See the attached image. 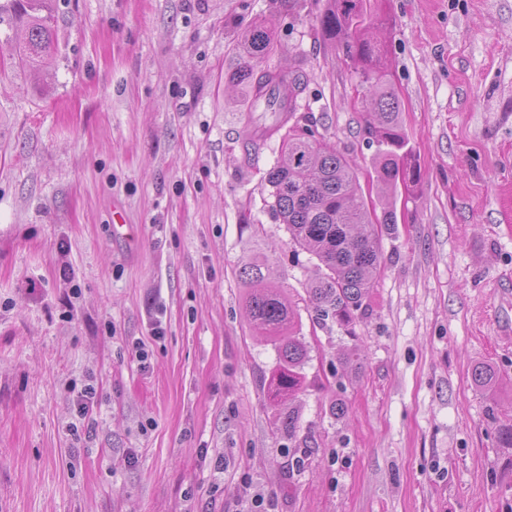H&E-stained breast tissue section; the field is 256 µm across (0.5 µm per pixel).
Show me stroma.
<instances>
[{"instance_id":"35a3bbf8","label":"stroma","mask_w":512,"mask_h":512,"mask_svg":"<svg viewBox=\"0 0 512 512\" xmlns=\"http://www.w3.org/2000/svg\"><path fill=\"white\" fill-rule=\"evenodd\" d=\"M324 5L59 0L43 70L0 48V512H512V0H366L393 22L421 184L346 327L303 304L315 260L261 181L281 139L245 155L266 116L235 80L301 66V113L369 184L365 96ZM260 20L273 45L252 63ZM262 253L309 349L288 398L238 277ZM73 381L94 387L87 416ZM271 28L265 21L254 23L244 36L245 50L252 59H262L270 49L272 42Z\"/></svg>"}]
</instances>
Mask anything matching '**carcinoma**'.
Segmentation results:
<instances>
[{"label":"carcinoma","mask_w":512,"mask_h":512,"mask_svg":"<svg viewBox=\"0 0 512 512\" xmlns=\"http://www.w3.org/2000/svg\"><path fill=\"white\" fill-rule=\"evenodd\" d=\"M57 0H8L0 5V25L14 34L5 42L16 44L19 63L34 68L56 50ZM365 0H326L319 27L342 48L353 62V78L368 88L373 120L365 133L376 145V182L383 195L419 184L420 175L401 118L400 101L392 87L380 41L369 30L386 28L388 20H372ZM272 42V31L264 21L254 23L244 36L245 50L252 59L263 58ZM244 77L253 97L254 109L266 112L274 106L295 117L297 98L307 81L303 72L247 69ZM281 149L263 181L273 198L271 209L287 226L291 242L318 261L319 276L307 289V304L317 321L329 318L347 326L365 315V300L381 269L380 236L392 231L396 214L383 208L382 218L368 211L360 193L355 170L336 146L317 132L316 124L304 116L290 127L273 124L266 136L279 133ZM269 259L254 261L240 269L248 284L245 307L250 324L271 341L279 367L273 377L272 396L291 395L298 390V368L307 359L306 343L293 330L299 318L297 305L281 285L271 281L263 269ZM473 382L484 389L498 380L490 365L472 369Z\"/></svg>","instance_id":"obj_1"}]
</instances>
